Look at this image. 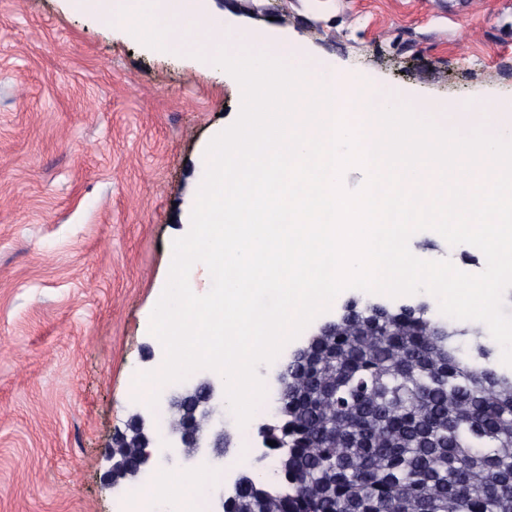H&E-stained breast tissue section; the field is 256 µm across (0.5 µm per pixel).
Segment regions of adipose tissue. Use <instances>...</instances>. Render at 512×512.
<instances>
[{
    "label": "adipose tissue",
    "instance_id": "adipose-tissue-1",
    "mask_svg": "<svg viewBox=\"0 0 512 512\" xmlns=\"http://www.w3.org/2000/svg\"><path fill=\"white\" fill-rule=\"evenodd\" d=\"M213 477L203 470L192 473L160 471L150 482L134 487L133 492L143 500L161 498L164 512H204L195 501L199 486L212 482Z\"/></svg>",
    "mask_w": 512,
    "mask_h": 512
}]
</instances>
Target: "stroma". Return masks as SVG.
I'll return each mask as SVG.
<instances>
[{
    "mask_svg": "<svg viewBox=\"0 0 512 512\" xmlns=\"http://www.w3.org/2000/svg\"><path fill=\"white\" fill-rule=\"evenodd\" d=\"M231 30H271L312 57L448 105L512 103V0H210ZM411 33L413 50L391 45ZM384 57L373 54L375 47ZM241 107L231 75L100 27L71 0H0V512H116L104 457L133 415L154 438L169 427L130 387L164 358L145 317L160 298L172 243L204 176L206 148ZM411 250L468 273L480 252L423 230ZM395 308L437 300L349 289L347 301ZM232 413L228 456L156 452L152 471L215 480L258 439Z\"/></svg>",
    "mask_w": 512,
    "mask_h": 512,
    "instance_id": "stroma-1",
    "label": "stroma"
}]
</instances>
